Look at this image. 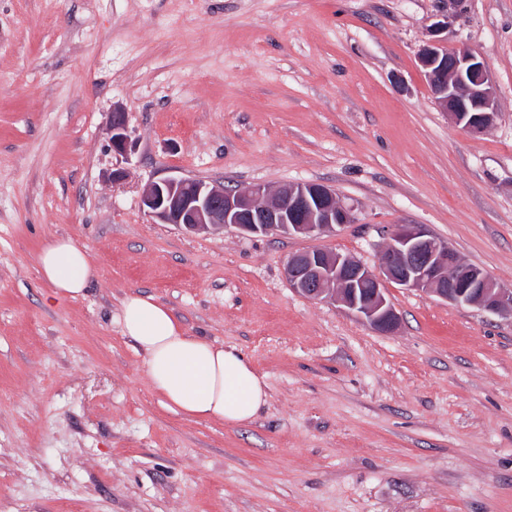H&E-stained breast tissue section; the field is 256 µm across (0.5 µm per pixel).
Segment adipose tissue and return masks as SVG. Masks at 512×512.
Returning <instances> with one entry per match:
<instances>
[{"mask_svg": "<svg viewBox=\"0 0 512 512\" xmlns=\"http://www.w3.org/2000/svg\"><path fill=\"white\" fill-rule=\"evenodd\" d=\"M39 273L58 299L83 296L93 276L86 247L67 236L51 239L38 256ZM121 325L144 354L146 373L170 409L230 425L252 422L266 402V383L236 349L189 335L153 297L127 296Z\"/></svg>", "mask_w": 512, "mask_h": 512, "instance_id": "1", "label": "adipose tissue"}]
</instances>
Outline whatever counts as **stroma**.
<instances>
[{"instance_id":"35a3bbf8","label":"stroma","mask_w":512,"mask_h":512,"mask_svg":"<svg viewBox=\"0 0 512 512\" xmlns=\"http://www.w3.org/2000/svg\"><path fill=\"white\" fill-rule=\"evenodd\" d=\"M443 19L493 75L485 134L421 67ZM170 177L320 183L354 221L189 233L141 205ZM399 224L512 287V0H0V512H512V317L393 285L384 335L284 278L311 248L378 269ZM57 236L92 257L83 297L37 273ZM131 294L249 358L251 423L165 405ZM109 131L112 149L115 152L125 154L134 148V141L129 131L128 114L124 109L112 110Z\"/></svg>"}]
</instances>
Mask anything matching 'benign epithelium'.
Segmentation results:
<instances>
[{"label": "benign epithelium", "instance_id": "benign-epithelium-1", "mask_svg": "<svg viewBox=\"0 0 512 512\" xmlns=\"http://www.w3.org/2000/svg\"><path fill=\"white\" fill-rule=\"evenodd\" d=\"M420 63L437 103L456 125L473 136L494 125L498 112L492 74L472 48L462 43L448 50L432 40L423 48ZM109 131L115 152L134 148L124 109L112 110ZM141 204L156 222L188 232L232 227L246 234L321 237L354 220L336 192L319 183L290 184L271 192L261 185L229 190L202 180L166 178L147 185ZM284 277L301 296L337 303L385 334L400 322L388 298L393 283L451 304L512 317V287L465 263L420 224L395 227L377 270L352 256L312 248L289 257Z\"/></svg>", "mask_w": 512, "mask_h": 512}]
</instances>
